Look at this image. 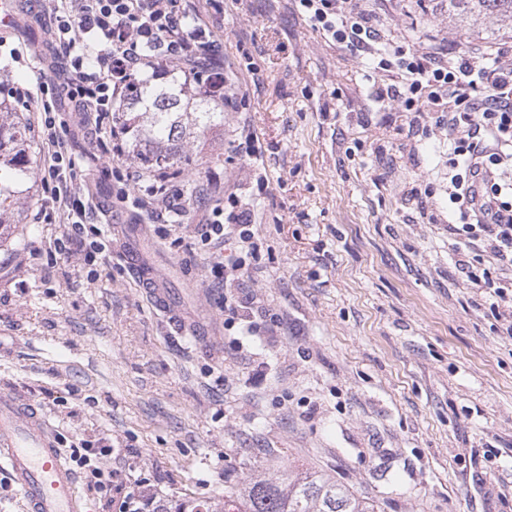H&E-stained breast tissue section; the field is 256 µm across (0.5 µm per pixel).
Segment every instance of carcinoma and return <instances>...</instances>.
<instances>
[{
  "instance_id": "cac0c4a2",
  "label": "carcinoma",
  "mask_w": 512,
  "mask_h": 512,
  "mask_svg": "<svg viewBox=\"0 0 512 512\" xmlns=\"http://www.w3.org/2000/svg\"><path fill=\"white\" fill-rule=\"evenodd\" d=\"M437 5L462 28L490 18L498 36L512 38V0H437ZM125 105L112 117L126 126V156L141 168L164 167L181 176L198 166L193 145L224 134L222 89L206 93L195 83L136 80ZM29 133L27 120L0 101V226L17 203L13 186L34 173ZM232 503L236 512H376L367 498L317 472L253 480Z\"/></svg>"
}]
</instances>
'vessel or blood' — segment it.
I'll list each match as a JSON object with an SVG mask.
<instances>
[{"mask_svg":"<svg viewBox=\"0 0 512 512\" xmlns=\"http://www.w3.org/2000/svg\"><path fill=\"white\" fill-rule=\"evenodd\" d=\"M126 244L125 257L144 286L153 290L157 308L192 336L214 335L213 325L183 314L164 288L160 276L143 259L144 229L119 226ZM0 470L20 486L25 512H89L77 475L58 448L45 417L14 393L0 391Z\"/></svg>","mask_w":512,"mask_h":512,"instance_id":"vessel-or-blood-1","label":"vessel or blood"}]
</instances>
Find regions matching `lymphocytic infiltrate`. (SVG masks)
<instances>
[{
    "label": "lymphocytic infiltrate",
    "instance_id": "lymphocytic-infiltrate-1",
    "mask_svg": "<svg viewBox=\"0 0 512 512\" xmlns=\"http://www.w3.org/2000/svg\"><path fill=\"white\" fill-rule=\"evenodd\" d=\"M193 0H39L41 12L53 15L48 33L51 49L64 53L63 76H42L35 91L24 92L38 114L43 165L41 182L47 189L45 205L67 207L66 219L81 228L93 192L76 184L84 161L69 145L72 124L85 113H99L109 121L106 152L124 151L125 130L112 123L115 102L124 100L133 80L168 72L198 75L213 68L224 84V109L240 112L249 91L240 76L223 69L219 45L213 39ZM298 13L325 38L348 49L358 60L376 69L398 73L400 85L378 89L376 98L397 112L416 118L435 114L448 131V201L461 221L449 225L448 248L468 281L487 290L499 309L504 331L512 335V281L476 273L479 250L490 251L512 266V63L511 52L483 46L457 55L440 43L395 45L380 30L379 14L361 0H294ZM73 111L58 120L61 101ZM124 198L136 209L166 213L171 223L187 215L184 196L167 173L128 169ZM196 196L208 209L196 239L203 249L218 250L228 240L237 254L215 262L216 285L224 299L234 302L232 290L247 271L246 257L254 251V213L235 192L213 198L208 184L197 181ZM109 445L73 451L78 468L105 476L107 486L121 492L120 512H158L159 502L142 482L128 481L121 472L101 473L97 460L111 457Z\"/></svg>",
    "mask_w": 512,
    "mask_h": 512
}]
</instances>
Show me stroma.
Instances as JSON below:
<instances>
[{
	"label": "stroma",
	"instance_id": "1",
	"mask_svg": "<svg viewBox=\"0 0 512 512\" xmlns=\"http://www.w3.org/2000/svg\"><path fill=\"white\" fill-rule=\"evenodd\" d=\"M206 20L231 70L259 71L248 109L196 150L198 178L238 186L254 207L250 306L225 308L213 256L182 246L200 211L174 226L134 209L118 197L127 160L72 138L96 196L84 241L109 220L143 225L172 296L216 334L176 332L117 239L60 253L73 229L42 209L34 177L0 247V391L33 402L64 453L117 448L101 468L171 508L224 512L249 480L318 471L379 512H512V337L448 254L447 131L430 120L409 132L410 114L374 95L397 74L358 64L291 0H222ZM47 28L5 32L0 101L35 86ZM491 31L460 32L430 0L386 11L390 38L435 35L459 54ZM243 133L258 153L230 166L224 149Z\"/></svg>",
	"mask_w": 512,
	"mask_h": 512
}]
</instances>
